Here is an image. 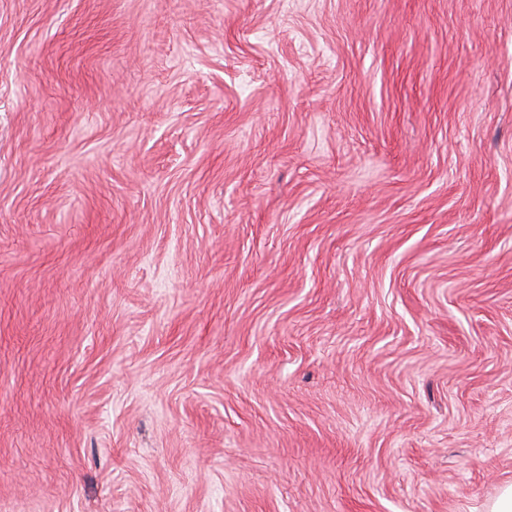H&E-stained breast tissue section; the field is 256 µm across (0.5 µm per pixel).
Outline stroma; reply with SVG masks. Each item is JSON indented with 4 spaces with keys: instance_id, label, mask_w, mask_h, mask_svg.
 Wrapping results in <instances>:
<instances>
[{
    "instance_id": "1",
    "label": "stroma",
    "mask_w": 512,
    "mask_h": 512,
    "mask_svg": "<svg viewBox=\"0 0 512 512\" xmlns=\"http://www.w3.org/2000/svg\"><path fill=\"white\" fill-rule=\"evenodd\" d=\"M511 484L512 0H0V512Z\"/></svg>"
}]
</instances>
